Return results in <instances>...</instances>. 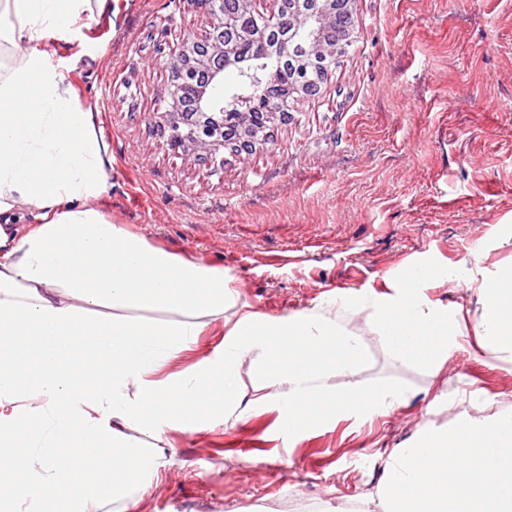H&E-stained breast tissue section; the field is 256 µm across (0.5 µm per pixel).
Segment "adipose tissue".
<instances>
[{
	"instance_id": "ef3b65f1",
	"label": "adipose tissue",
	"mask_w": 512,
	"mask_h": 512,
	"mask_svg": "<svg viewBox=\"0 0 512 512\" xmlns=\"http://www.w3.org/2000/svg\"><path fill=\"white\" fill-rule=\"evenodd\" d=\"M89 0H0V45L21 54L0 73V512H85L89 497L127 496L131 464L164 467L163 427L198 430L263 411L282 433L353 413L371 417L401 407L394 383L356 382L364 354L336 310L366 312L395 360L434 370L460 347L462 308L432 302L428 288L448 281L481 306V345L512 359V289L497 277L415 268L382 293L337 296L328 304L269 317L242 314L222 348L183 373L157 372L195 343L204 319L236 303L220 266L152 246L99 207L110 186L106 148L91 113L45 65L55 34ZM26 209L24 229L11 225ZM107 316H97V309ZM129 308L164 311L148 325ZM249 367L253 394L240 385ZM340 385H331V378ZM28 453H19L18 435ZM77 474L76 492L61 491Z\"/></svg>"
}]
</instances>
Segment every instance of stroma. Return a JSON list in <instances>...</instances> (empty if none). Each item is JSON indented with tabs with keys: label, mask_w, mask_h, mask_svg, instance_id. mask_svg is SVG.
Wrapping results in <instances>:
<instances>
[{
	"label": "stroma",
	"mask_w": 512,
	"mask_h": 512,
	"mask_svg": "<svg viewBox=\"0 0 512 512\" xmlns=\"http://www.w3.org/2000/svg\"><path fill=\"white\" fill-rule=\"evenodd\" d=\"M209 22L188 0H91L47 59L107 145L102 211L170 253L223 267L238 292L162 375L212 356L248 311L381 293L417 265L479 277L512 268V0H358L356 39L321 94L294 100L273 141L244 161L225 156L218 173L185 161L153 119L167 61ZM428 295L467 310L462 347L436 375L390 358L364 314L341 316L367 352L358 380L402 386L404 406L292 439L274 411L167 427L169 465L86 512H274L297 500L338 512L361 498L383 512L385 450L464 413L512 412V362L481 349L476 303L452 285Z\"/></svg>",
	"instance_id": "obj_1"
}]
</instances>
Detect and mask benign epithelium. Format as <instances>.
Here are the masks:
<instances>
[{
    "mask_svg": "<svg viewBox=\"0 0 512 512\" xmlns=\"http://www.w3.org/2000/svg\"><path fill=\"white\" fill-rule=\"evenodd\" d=\"M322 7L288 21L291 35L304 52L302 65L308 72L323 75L317 86H301L299 97L321 93L336 64L337 47L327 43L322 32L333 21L353 19L356 0H321ZM190 0L210 17L208 31L200 38L182 41L169 62L165 92L166 108L153 113L154 123L167 134L170 146L189 160L218 171L224 169V152L245 160L268 144L275 129L292 118L289 104L264 103L261 112L224 111V70L237 65L236 48L224 39V32L241 33L257 28L270 34L282 29L280 8L268 14L253 8V0Z\"/></svg>",
    "mask_w": 512,
    "mask_h": 512,
    "instance_id": "7a95c632",
    "label": "benign epithelium"
}]
</instances>
